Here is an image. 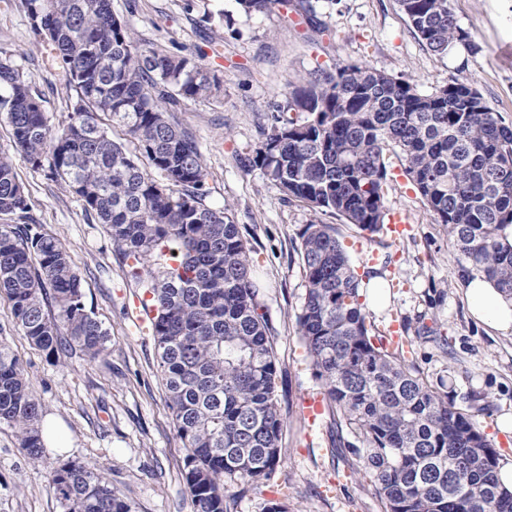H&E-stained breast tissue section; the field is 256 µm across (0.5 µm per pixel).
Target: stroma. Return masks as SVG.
<instances>
[{"label":"stroma","mask_w":512,"mask_h":512,"mask_svg":"<svg viewBox=\"0 0 512 512\" xmlns=\"http://www.w3.org/2000/svg\"><path fill=\"white\" fill-rule=\"evenodd\" d=\"M310 2L308 15L278 9L246 15L235 0H112L137 42L202 54L203 65L223 81L219 97L183 102L172 120L200 147L207 204L227 207L251 247L287 415L283 465L246 490L225 480L231 512H264L273 500L286 502L288 512H381L373 483L349 464L358 439L347 434L335 441L329 408L313 418L303 410L322 387L298 337L305 280L297 246L300 231L317 216L248 163L274 106L316 73L357 63L409 79L424 93L454 81L471 84L512 124V0H451L477 49L459 44L444 57L414 36L396 0ZM0 47L32 75L50 127L66 125L71 107L64 78L49 61V47L35 42L22 0H0ZM0 150L25 186L39 231L65 246L83 278L87 309L109 331L107 356L91 359L76 351L55 362L19 334L10 303L0 297V343L19 358L43 418L62 423L71 438L67 452L46 449L44 462L34 464L14 430L0 425V512H61L49 490L50 472L68 461L101 466L134 512H193L181 475L186 450L159 376L146 289L126 276L105 228L88 223L76 197L15 150L1 118ZM384 203L407 217L399 239L337 226L363 277L367 318L382 337L396 325L406 363L474 416L500 460L512 461V430L501 427L503 417L512 416V334L470 314L463 296L468 264L400 165L391 168ZM373 252L378 260L371 265ZM378 283L385 286L381 302L373 297ZM428 328L433 337H425ZM441 337L448 349L438 347Z\"/></svg>","instance_id":"35a3bbf8"}]
</instances>
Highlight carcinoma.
Returning a JSON list of instances; mask_svg holds the SVG:
<instances>
[{
    "label": "carcinoma",
    "mask_w": 512,
    "mask_h": 512,
    "mask_svg": "<svg viewBox=\"0 0 512 512\" xmlns=\"http://www.w3.org/2000/svg\"><path fill=\"white\" fill-rule=\"evenodd\" d=\"M247 15L288 0H236ZM433 55L475 44L449 0H397ZM35 41L65 77L69 122L54 131L31 75L0 49V114L16 150L48 168L101 224L126 274L152 293L159 368L194 512H229L224 478L267 481L283 463L287 417L276 392L271 328L250 248L227 208L206 203L207 172L195 139L168 113L216 96L220 77L198 56L141 48L112 0H24ZM300 116L292 117L290 112ZM125 129L160 178L113 140ZM396 158L436 223L472 269L512 297V124L472 85L431 93L385 70L345 64L323 71L268 116L252 164L266 182L312 212L378 233ZM11 159L0 153V294L22 336L58 361L80 349L97 359L108 332L86 310L82 277L61 241L29 223ZM306 292L298 335L336 421L362 447L356 466L373 479L382 512H512L498 454L471 416L376 337L336 226L299 234ZM41 407L18 359L0 345V425L16 430L32 462L44 461ZM63 512H133L101 467L69 461L51 471Z\"/></svg>",
    "instance_id": "1"
}]
</instances>
